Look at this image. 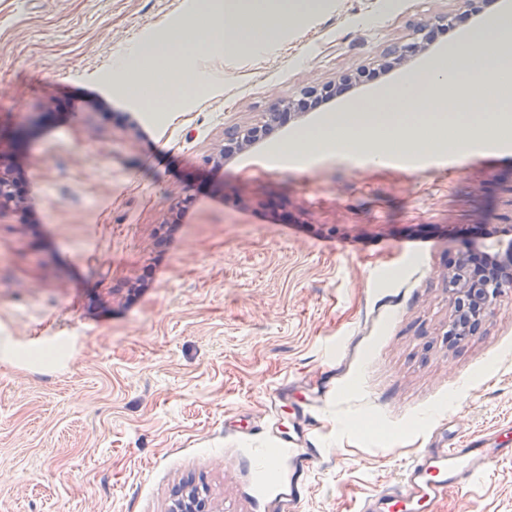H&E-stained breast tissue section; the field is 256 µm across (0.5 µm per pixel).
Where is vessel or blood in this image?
Here are the masks:
<instances>
[{"instance_id": "vessel-or-blood-1", "label": "vessel or blood", "mask_w": 512, "mask_h": 512, "mask_svg": "<svg viewBox=\"0 0 512 512\" xmlns=\"http://www.w3.org/2000/svg\"><path fill=\"white\" fill-rule=\"evenodd\" d=\"M295 472L288 487V508L295 512L307 488V476L319 458L318 449L288 442ZM512 457V448L490 446L483 436H467L451 447L424 448L405 468L399 481L366 496L358 512H434L452 487L487 478L493 460Z\"/></svg>"}]
</instances>
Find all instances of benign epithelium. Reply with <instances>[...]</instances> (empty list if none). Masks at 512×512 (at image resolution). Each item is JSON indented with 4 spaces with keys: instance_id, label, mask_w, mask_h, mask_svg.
Returning <instances> with one entry per match:
<instances>
[{
    "instance_id": "1",
    "label": "benign epithelium",
    "mask_w": 512,
    "mask_h": 512,
    "mask_svg": "<svg viewBox=\"0 0 512 512\" xmlns=\"http://www.w3.org/2000/svg\"><path fill=\"white\" fill-rule=\"evenodd\" d=\"M418 34L419 38L403 46L393 58V63L401 64L409 57L427 50L430 29L423 26L418 29ZM365 73L364 69L345 73L335 81L307 85L289 97L279 98L270 111L259 119L224 131V145L218 153L209 156L207 161L222 165L224 159L255 148L270 137L283 116L294 115V111L307 100L336 96V89L340 85ZM12 180V170L0 169V210L10 204L21 208V202L13 192ZM446 288L451 313L445 335L448 341L461 344L479 331L505 291L512 288V264L501 261L497 250L462 252L448 269ZM177 496L172 512H205L199 506V495L194 490L183 488Z\"/></svg>"
}]
</instances>
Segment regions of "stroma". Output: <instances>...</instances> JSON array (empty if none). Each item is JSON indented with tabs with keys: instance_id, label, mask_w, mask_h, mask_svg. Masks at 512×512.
<instances>
[{
	"instance_id": "obj_1",
	"label": "stroma",
	"mask_w": 512,
	"mask_h": 512,
	"mask_svg": "<svg viewBox=\"0 0 512 512\" xmlns=\"http://www.w3.org/2000/svg\"><path fill=\"white\" fill-rule=\"evenodd\" d=\"M396 2L329 0L270 49L206 60L207 88L184 73L166 111L162 72L134 86L113 63L213 0H0V166L24 206L0 210V338L66 348L0 361V512H170L185 484L213 512H280L298 438L321 450L298 512H356L420 449L512 421V295L452 346L443 280L512 225V142L268 161L512 10ZM447 13L426 51L207 164L225 128ZM491 470L440 512H512V457Z\"/></svg>"
}]
</instances>
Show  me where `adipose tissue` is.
Wrapping results in <instances>:
<instances>
[{
	"instance_id": "obj_1",
	"label": "adipose tissue",
	"mask_w": 512,
	"mask_h": 512,
	"mask_svg": "<svg viewBox=\"0 0 512 512\" xmlns=\"http://www.w3.org/2000/svg\"><path fill=\"white\" fill-rule=\"evenodd\" d=\"M322 0H225L208 22L188 19L169 38L140 42L116 72L131 82L159 68L169 93H181L190 64L207 81L200 62L213 55L256 52L275 43L284 26L296 25ZM512 132V13L471 31L457 46L370 101L344 107L335 117L274 147L275 163L312 153L344 151L378 164L388 153L449 151L463 156L472 145Z\"/></svg>"
}]
</instances>
